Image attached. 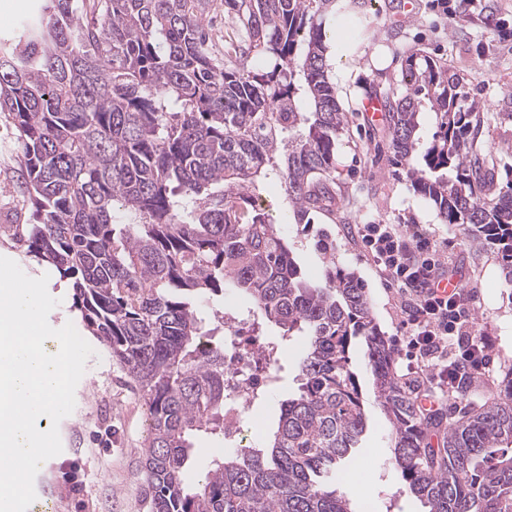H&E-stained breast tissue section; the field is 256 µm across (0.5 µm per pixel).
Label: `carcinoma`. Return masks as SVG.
I'll use <instances>...</instances> for the list:
<instances>
[{"label":"carcinoma","instance_id":"1","mask_svg":"<svg viewBox=\"0 0 512 512\" xmlns=\"http://www.w3.org/2000/svg\"><path fill=\"white\" fill-rule=\"evenodd\" d=\"M359 0H42L0 55V113L19 132L17 186L34 224L12 239L75 278L86 329L142 392L151 512H353L336 488L366 431L354 338L391 425L390 454L427 512H512V372L497 395L424 444L419 407L370 318L365 288L331 265L313 281L256 195L276 179L296 224L336 212L346 112L329 79L325 24ZM237 33L215 50L210 11ZM271 56L270 70L254 60ZM405 94L386 98L391 145L446 224L494 246L512 284V193L495 188L476 107L457 79L412 53ZM435 114L438 134L418 135ZM234 290L306 338L299 393L258 448L215 455L194 485L191 437L224 436V347H203L196 300Z\"/></svg>","mask_w":512,"mask_h":512}]
</instances>
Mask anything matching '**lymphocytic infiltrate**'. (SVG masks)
I'll return each mask as SVG.
<instances>
[{
  "instance_id": "f902f5d3",
  "label": "lymphocytic infiltrate",
  "mask_w": 512,
  "mask_h": 512,
  "mask_svg": "<svg viewBox=\"0 0 512 512\" xmlns=\"http://www.w3.org/2000/svg\"><path fill=\"white\" fill-rule=\"evenodd\" d=\"M357 235L377 272L404 298L405 385L419 395L424 416H437L460 381L489 373L494 340L475 333L471 295L459 288L441 292L450 273L440 245L407 224H361Z\"/></svg>"
}]
</instances>
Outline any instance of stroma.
Instances as JSON below:
<instances>
[{"label":"stroma","instance_id":"35a3bbf8","mask_svg":"<svg viewBox=\"0 0 512 512\" xmlns=\"http://www.w3.org/2000/svg\"><path fill=\"white\" fill-rule=\"evenodd\" d=\"M39 3L0 0V49H10ZM482 4L481 14L453 21L432 0H369L364 18L337 14L333 26L344 37H351L364 21L370 32L330 70L348 114L336 144V213L318 216L308 226L289 223V204L281 188L259 185L270 219L293 245L303 269L318 278L331 260L353 272L366 289L373 322L392 347L404 332L400 296L366 257L357 225L417 224L431 240L446 246L449 268L463 288L476 295L474 328L495 339L492 369L468 384V402L489 397L512 368V286L506 283L500 255L474 242L466 227L443 223L434 205L414 190L406 165L392 163L386 119L370 117L363 103L401 91L410 53L445 64L466 93L467 104L483 117V138L492 147L498 189L512 186V0ZM19 153L16 130L0 117V213L26 217L30 207L14 173ZM0 256L15 261L30 277L47 276L48 292L59 300L48 316L52 327L70 322L82 328L72 280L24 256L1 237ZM304 345V338L296 336L281 352L277 383L255 407L260 427H253L248 418L242 423L244 445H258L265 432L276 428L282 401L297 392ZM350 358L362 388L367 431L340 489L354 512H426L405 490L390 458L391 427L372 388L361 340L353 341ZM59 434L62 452L34 481L35 488L48 490L55 512H151L139 453L149 435L145 406L127 372L103 347H96L88 359L75 390V408L61 420Z\"/></svg>","mask_w":512,"mask_h":512}]
</instances>
